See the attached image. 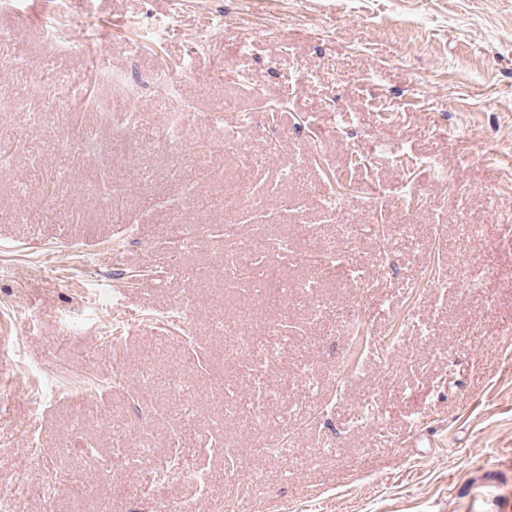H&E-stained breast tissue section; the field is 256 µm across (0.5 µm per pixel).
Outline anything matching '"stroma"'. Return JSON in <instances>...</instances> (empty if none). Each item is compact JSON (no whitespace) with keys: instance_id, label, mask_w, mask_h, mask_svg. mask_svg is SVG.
Instances as JSON below:
<instances>
[{"instance_id":"35a3bbf8","label":"stroma","mask_w":512,"mask_h":512,"mask_svg":"<svg viewBox=\"0 0 512 512\" xmlns=\"http://www.w3.org/2000/svg\"><path fill=\"white\" fill-rule=\"evenodd\" d=\"M119 94L129 134L103 121ZM174 108L194 182L162 140ZM86 129L95 152L61 150ZM1 153L13 512L512 504V0H0ZM173 224L233 231L174 259ZM228 246L291 291L228 287ZM244 312L273 361L225 352ZM420 429L437 447H409ZM145 447L203 485L141 493Z\"/></svg>"}]
</instances>
